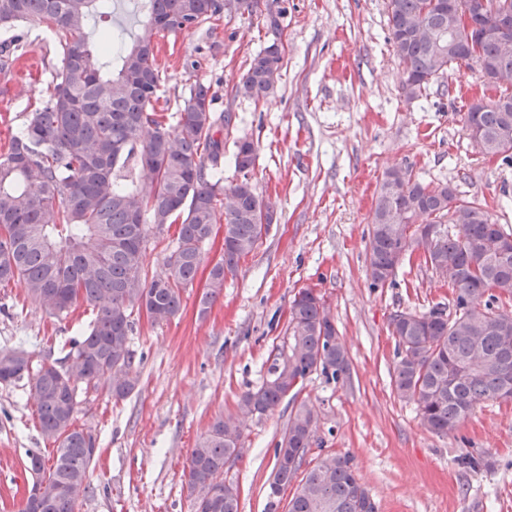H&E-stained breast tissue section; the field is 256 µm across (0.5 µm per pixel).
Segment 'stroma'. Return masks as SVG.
I'll list each match as a JSON object with an SVG mask.
<instances>
[{
	"label": "stroma",
	"mask_w": 512,
	"mask_h": 512,
	"mask_svg": "<svg viewBox=\"0 0 512 512\" xmlns=\"http://www.w3.org/2000/svg\"><path fill=\"white\" fill-rule=\"evenodd\" d=\"M265 0L250 14L224 13L202 27L154 37L162 96L176 109L203 81L212 109L233 115L238 135L259 149L252 183L278 222L241 260L207 314L199 299L208 276L200 269L182 293L173 320L135 319L130 336L135 389L120 400L77 384L76 422L98 448L92 495L79 512H191L188 457L212 419L257 389L267 358L283 338L295 294H324L350 355L347 383L309 381L302 392L320 409L305 460L347 454L378 512H512V402L478 407L455 436L420 424L413 404L391 386L395 340L387 318L395 310L422 312L447 304V284L404 264L395 285L370 288L365 277L374 194L391 167L402 165L426 182L457 185L485 198L512 228V165L476 154L462 117L469 100L486 94L477 67L453 72L448 85L420 98L400 90L402 67L389 42L386 0H288L283 24L288 48L279 90L256 104L230 89L270 35ZM14 41L0 53V153L53 87L61 55L51 33L35 23L0 30ZM200 68H192V61ZM95 314L86 303L58 319L26 297L20 284L0 288V350L32 352L35 364H60ZM293 403L284 400L244 427L238 459L224 468L240 488L241 512H264L274 468V443ZM484 455L476 471L456 462L462 449ZM52 460L54 445L39 430L31 377L0 385V512H18L33 481L29 452Z\"/></svg>",
	"instance_id": "35a3bbf8"
}]
</instances>
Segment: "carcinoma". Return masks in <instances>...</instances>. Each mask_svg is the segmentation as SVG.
Wrapping results in <instances>:
<instances>
[{"instance_id": "obj_1", "label": "carcinoma", "mask_w": 512, "mask_h": 512, "mask_svg": "<svg viewBox=\"0 0 512 512\" xmlns=\"http://www.w3.org/2000/svg\"><path fill=\"white\" fill-rule=\"evenodd\" d=\"M453 0H387L389 41L407 78V99L462 64L490 76L489 100L469 106L465 129L485 140L484 156L512 162V28L482 40L475 56L460 54L468 35L449 26ZM111 0H0V28L20 21L51 30L62 58L52 93L28 114L9 151L0 154V285L17 282L27 297L50 314L68 315L82 301L94 320L66 355L68 366L42 365L33 393L43 438L56 445L44 469L29 454L32 486L42 488L41 512H79L90 491L96 439L75 424V381L126 398L138 382L130 349L132 314L152 323L177 316L182 291L193 286L204 248L224 223V255L208 272L199 311L207 313L224 294L228 276L268 233L263 211L271 205L256 193L251 174L258 147L233 133L232 115L212 111L210 85L199 81L175 113L174 131L160 106V70L153 38L195 29L224 13L222 0H141L143 32L101 33L99 56L89 45L90 22L108 13ZM288 0H269L264 25L277 33ZM284 55L276 41L251 59L231 93L258 103L276 94ZM233 139L238 178L223 184L224 140ZM397 191L379 185L371 213V288L395 284V256L404 245L452 287V312L437 304L423 312L396 310L388 317L397 361L392 387L412 403L426 430L447 437L479 406L512 401V312L497 306L495 289L511 284L512 230L499 223L486 200L464 198L448 183L424 184L407 167ZM434 226L433 238H417V222ZM176 225L165 271L143 269L150 237ZM0 385L30 373L31 354L0 351ZM261 386L242 394L216 416L192 448L188 465L191 507L200 512H239L237 485L224 481V466L242 447L248 419L262 418L289 397L294 405L274 446L269 488L282 490L300 470L312 447L320 416L310 401L298 400L313 376L326 382L350 380L349 352L323 294L303 288L289 307L281 344L268 358ZM457 464L477 470L481 453L464 449ZM287 512H377V506L348 455L329 454L308 469L288 501Z\"/></svg>"}]
</instances>
